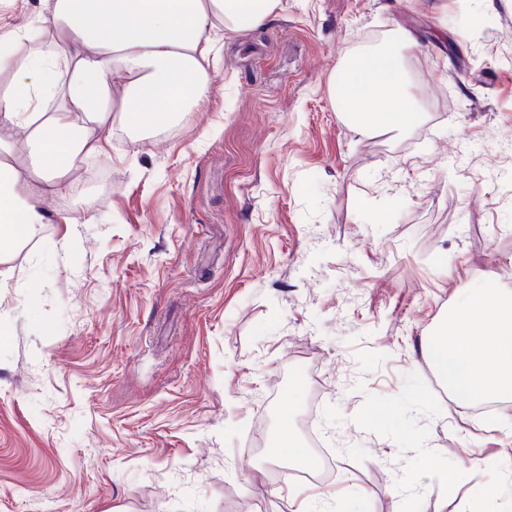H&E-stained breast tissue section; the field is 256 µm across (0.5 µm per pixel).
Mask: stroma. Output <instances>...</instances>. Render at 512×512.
<instances>
[{"label": "stroma", "instance_id": "35a3bbf8", "mask_svg": "<svg viewBox=\"0 0 512 512\" xmlns=\"http://www.w3.org/2000/svg\"><path fill=\"white\" fill-rule=\"evenodd\" d=\"M402 29L419 120L360 130L342 66ZM213 71L178 124L115 127L6 266L0 512H502L512 402L449 411L421 339L512 289V0H282ZM313 394L322 484L255 444Z\"/></svg>", "mask_w": 512, "mask_h": 512}]
</instances>
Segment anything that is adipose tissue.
I'll return each instance as SVG.
<instances>
[{
  "mask_svg": "<svg viewBox=\"0 0 512 512\" xmlns=\"http://www.w3.org/2000/svg\"><path fill=\"white\" fill-rule=\"evenodd\" d=\"M22 27H0V264L55 217L78 158L100 153L115 124H176L213 82L218 30L262 26L281 0H39ZM124 81L113 87V73ZM343 111L361 128L418 119L396 49L350 62ZM452 403L512 400V291L485 288L451 309L424 347Z\"/></svg>",
  "mask_w": 512,
  "mask_h": 512,
  "instance_id": "obj_1",
  "label": "adipose tissue"
}]
</instances>
